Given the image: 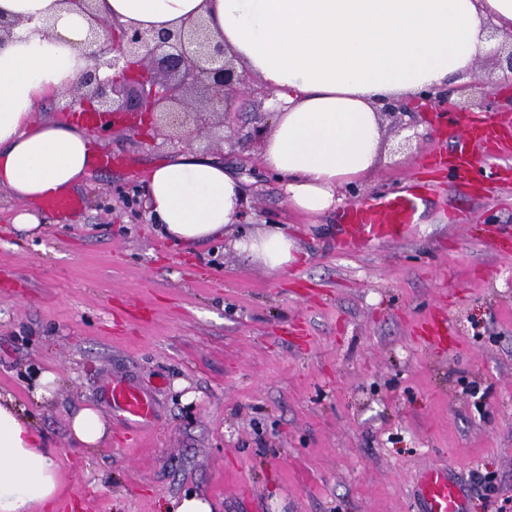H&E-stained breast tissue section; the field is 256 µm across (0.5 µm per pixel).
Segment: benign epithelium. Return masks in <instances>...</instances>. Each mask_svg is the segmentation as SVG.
<instances>
[{
	"label": "benign epithelium",
	"mask_w": 512,
	"mask_h": 512,
	"mask_svg": "<svg viewBox=\"0 0 512 512\" xmlns=\"http://www.w3.org/2000/svg\"><path fill=\"white\" fill-rule=\"evenodd\" d=\"M104 66L113 70L105 80L99 76ZM195 89L205 94L200 105L191 98ZM249 94L251 86L238 74L234 59L210 37L200 18L176 29L121 30L94 53L79 86L59 96V111L66 114L88 102L102 127L121 120L138 128L145 117L150 139L172 134L189 142L206 129L210 115L232 113L235 102ZM473 106L488 108L487 94L449 105L446 111L467 112ZM265 134L266 124L256 121L244 138L234 135L224 142L233 149L244 139L256 141Z\"/></svg>",
	"instance_id": "7a95c632"
}]
</instances>
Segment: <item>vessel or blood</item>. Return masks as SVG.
I'll return each instance as SVG.
<instances>
[{
  "label": "vessel or blood",
  "instance_id": "b4317fda",
  "mask_svg": "<svg viewBox=\"0 0 512 512\" xmlns=\"http://www.w3.org/2000/svg\"><path fill=\"white\" fill-rule=\"evenodd\" d=\"M467 140L475 144L492 145V158L512 159V143L499 140L495 130L472 123L466 133ZM42 206L66 216L81 206L80 199L68 192L53 193L41 201ZM419 197L416 193L381 195L346 207L340 217L342 244L369 242L396 237L416 221ZM112 407L118 409L123 419L147 420L151 404L144 393L121 381L112 382L108 388ZM422 512H465V502L460 485L442 469L422 471L416 482Z\"/></svg>",
  "mask_w": 512,
  "mask_h": 512
}]
</instances>
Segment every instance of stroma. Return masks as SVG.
Returning a JSON list of instances; mask_svg holds the SVG:
<instances>
[{"label": "stroma", "instance_id": "35a3bbf8", "mask_svg": "<svg viewBox=\"0 0 512 512\" xmlns=\"http://www.w3.org/2000/svg\"><path fill=\"white\" fill-rule=\"evenodd\" d=\"M421 135L387 125L364 197L429 189L396 240L339 246L337 217L292 211L279 181L257 178L261 146L194 142L241 178L245 223L190 246L137 216L150 171L185 146L113 125L94 169L61 217L0 189V391L11 393L59 465L81 512H163L196 492L216 512H422L416 475L447 469L467 512L512 497V168L459 178L449 125L466 112H416ZM36 238L14 231L21 208ZM286 227L302 261L282 274L240 251L242 236ZM57 371L51 399L33 375ZM139 387L147 425L124 422L104 387ZM97 407L110 435L77 447L69 422ZM494 478L495 492L480 477Z\"/></svg>", "mask_w": 512, "mask_h": 512}]
</instances>
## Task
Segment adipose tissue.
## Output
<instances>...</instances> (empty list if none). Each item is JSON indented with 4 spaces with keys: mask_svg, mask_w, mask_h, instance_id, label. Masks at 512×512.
Here are the masks:
<instances>
[{
    "mask_svg": "<svg viewBox=\"0 0 512 512\" xmlns=\"http://www.w3.org/2000/svg\"><path fill=\"white\" fill-rule=\"evenodd\" d=\"M95 9L110 25L89 43L90 21L68 0H0V14L17 21L0 39V188L15 199L86 178L93 156L84 127L38 113L47 95L78 84L115 26L175 29L205 17L238 71L270 95L261 165L281 176L291 210L317 217L376 169L382 101L434 110L433 93L481 78L479 61L512 38V0H96ZM243 199L220 159L191 149L153 168L145 186L146 208L179 244L224 235L240 222ZM239 247L273 272L301 261L278 225ZM106 433L93 406L70 422L83 448ZM64 506L80 512L79 502H63L59 466L32 421L0 393V512Z\"/></svg>",
    "mask_w": 512,
    "mask_h": 512,
    "instance_id": "ef3b65f1",
    "label": "adipose tissue"
}]
</instances>
